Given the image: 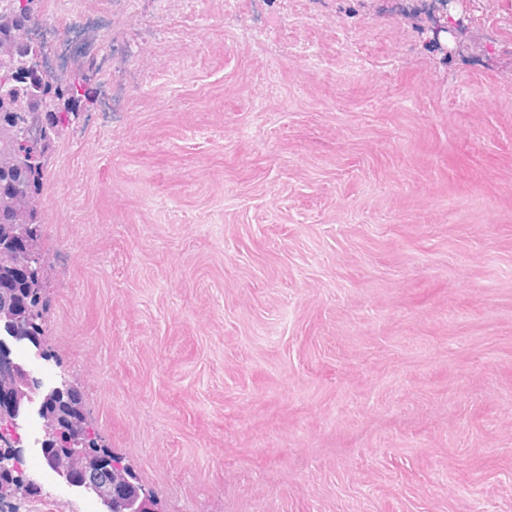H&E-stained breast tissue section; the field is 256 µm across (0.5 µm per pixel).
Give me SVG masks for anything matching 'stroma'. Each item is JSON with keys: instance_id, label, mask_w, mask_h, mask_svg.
Instances as JSON below:
<instances>
[{"instance_id": "1", "label": "stroma", "mask_w": 512, "mask_h": 512, "mask_svg": "<svg viewBox=\"0 0 512 512\" xmlns=\"http://www.w3.org/2000/svg\"><path fill=\"white\" fill-rule=\"evenodd\" d=\"M34 376L162 512H512V0H39ZM310 48L313 67L292 55ZM13 512H103L42 459ZM49 78L39 69L36 58L32 69L14 75L17 81L14 84L19 86V92L13 93L10 102L0 100V127L14 128L21 119L20 113L25 115L33 130L43 126L41 133H47L42 141L43 154L64 135L82 103L91 100L94 93L87 82L88 77L82 78L81 82L66 84L55 81L50 84Z\"/></svg>"}]
</instances>
